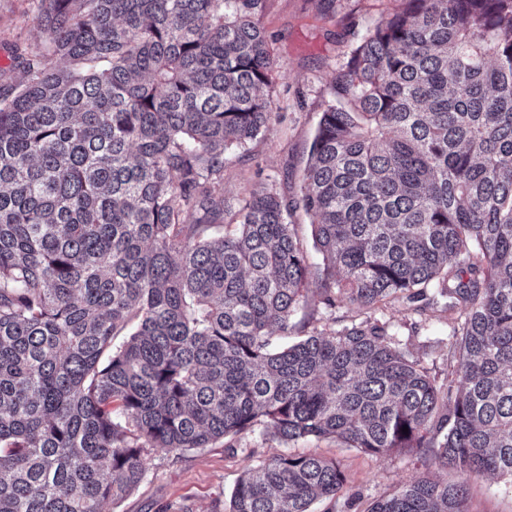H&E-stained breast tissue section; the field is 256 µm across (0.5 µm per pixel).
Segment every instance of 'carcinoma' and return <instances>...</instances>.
<instances>
[{
	"label": "carcinoma",
	"instance_id": "cac0c4a2",
	"mask_svg": "<svg viewBox=\"0 0 512 512\" xmlns=\"http://www.w3.org/2000/svg\"><path fill=\"white\" fill-rule=\"evenodd\" d=\"M266 2L35 0L47 44L0 92V512H101L146 449L261 423L512 480V0H398L337 73L304 176L327 306L433 286L460 309L446 386L385 323L271 347L307 285L291 204L214 189L273 111ZM345 484L284 454L229 512ZM368 512H469L467 480Z\"/></svg>",
	"mask_w": 512,
	"mask_h": 512
}]
</instances>
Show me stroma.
<instances>
[{
    "instance_id": "1",
    "label": "stroma",
    "mask_w": 512,
    "mask_h": 512,
    "mask_svg": "<svg viewBox=\"0 0 512 512\" xmlns=\"http://www.w3.org/2000/svg\"><path fill=\"white\" fill-rule=\"evenodd\" d=\"M396 6V0H268L261 23L274 61L269 89L273 113L256 139L226 151L224 179L215 189L234 201L265 186L294 202L286 220L294 224L308 256L309 291L292 315L288 333L274 334L276 343L379 320L390 324L403 346L444 384L459 309L449 308L447 299L437 295L422 307L403 299L372 309L341 299L327 307L320 291L322 257L314 247L313 219L298 203L320 117L337 102L334 78L352 50ZM44 40L33 0H0V92L21 81L23 61L41 52ZM288 453L336 460L346 476L340 498L315 502L312 512H367L373 501L410 481L456 478L429 453L405 450L376 457L334 439L286 444L259 425L230 448L219 442L183 451L148 449L145 481L119 503H105L103 512H227L247 467ZM468 485L471 512H512V484L506 479L473 475Z\"/></svg>"
}]
</instances>
